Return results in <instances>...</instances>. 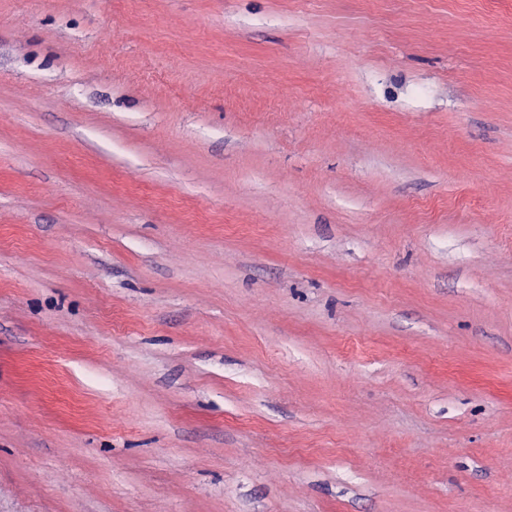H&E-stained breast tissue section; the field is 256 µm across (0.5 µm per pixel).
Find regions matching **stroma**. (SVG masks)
<instances>
[{
    "label": "stroma",
    "instance_id": "1",
    "mask_svg": "<svg viewBox=\"0 0 512 512\" xmlns=\"http://www.w3.org/2000/svg\"><path fill=\"white\" fill-rule=\"evenodd\" d=\"M0 512H512V0H0Z\"/></svg>",
    "mask_w": 512,
    "mask_h": 512
}]
</instances>
